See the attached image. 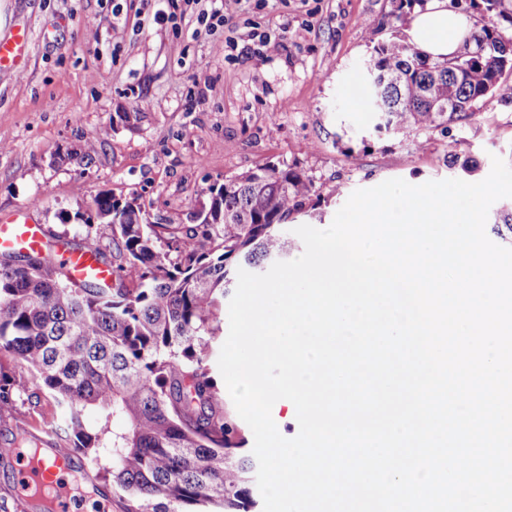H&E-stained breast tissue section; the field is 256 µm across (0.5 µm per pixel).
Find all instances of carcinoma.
Returning a JSON list of instances; mask_svg holds the SVG:
<instances>
[{
	"instance_id": "cac0c4a2",
	"label": "carcinoma",
	"mask_w": 512,
	"mask_h": 512,
	"mask_svg": "<svg viewBox=\"0 0 512 512\" xmlns=\"http://www.w3.org/2000/svg\"><path fill=\"white\" fill-rule=\"evenodd\" d=\"M491 13L451 57L432 59L393 36L370 58L368 90L377 127L409 136L463 125L495 97L512 104V4L470 0ZM209 207L192 224H153L142 206L93 199L110 223L118 283L74 285L46 257L0 256V405L48 392L64 421L67 448L98 466L125 512H251L242 427L227 409L212 367L224 332V296L244 267L288 255L286 227L313 194L296 164L272 163L209 188ZM512 232V202L491 211ZM98 414V426L86 422ZM20 434L0 446L38 448Z\"/></svg>"
}]
</instances>
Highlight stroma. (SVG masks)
I'll return each instance as SVG.
<instances>
[{
    "mask_svg": "<svg viewBox=\"0 0 512 512\" xmlns=\"http://www.w3.org/2000/svg\"><path fill=\"white\" fill-rule=\"evenodd\" d=\"M176 4L174 25L154 21L160 0H0L1 38L30 29L25 74H0L1 214L29 208L53 240L98 248L114 267L110 227L86 224L102 191L137 198L153 223L186 224L210 185L294 163L314 193L293 224L324 229L357 189L447 179L449 154L476 160L477 182L493 157L512 165V104L486 98L471 124L428 132L420 149L375 131L353 100L384 37L377 22L400 13V30L410 26L399 0H233L213 34L198 32V5ZM58 413L48 398L36 410L15 402L0 411V444L42 434Z\"/></svg>",
    "mask_w": 512,
    "mask_h": 512,
    "instance_id": "obj_1",
    "label": "stroma"
}]
</instances>
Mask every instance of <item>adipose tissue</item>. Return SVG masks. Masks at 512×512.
Listing matches in <instances>:
<instances>
[{
  "label": "adipose tissue",
  "mask_w": 512,
  "mask_h": 512,
  "mask_svg": "<svg viewBox=\"0 0 512 512\" xmlns=\"http://www.w3.org/2000/svg\"><path fill=\"white\" fill-rule=\"evenodd\" d=\"M469 32L466 20L448 10L446 0H429L424 10L415 13L408 38L425 54L437 59L454 54Z\"/></svg>",
  "instance_id": "1"
}]
</instances>
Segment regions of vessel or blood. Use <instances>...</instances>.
Here are the masks:
<instances>
[{"label":"vessel or blood","mask_w":512,"mask_h":512,"mask_svg":"<svg viewBox=\"0 0 512 512\" xmlns=\"http://www.w3.org/2000/svg\"><path fill=\"white\" fill-rule=\"evenodd\" d=\"M30 34L25 28L14 29L11 36L0 38V73L22 75L28 53ZM55 246L61 256V265L69 278L75 281L94 280L111 283L114 273L111 267L99 259L95 249H76L67 244H51L48 232L43 225L34 223L28 216L13 215L0 217V253L26 254ZM73 454L64 448L54 451L51 465L21 467L19 477L32 487L49 486L60 489L68 472L74 470Z\"/></svg>","instance_id":"obj_1"}]
</instances>
